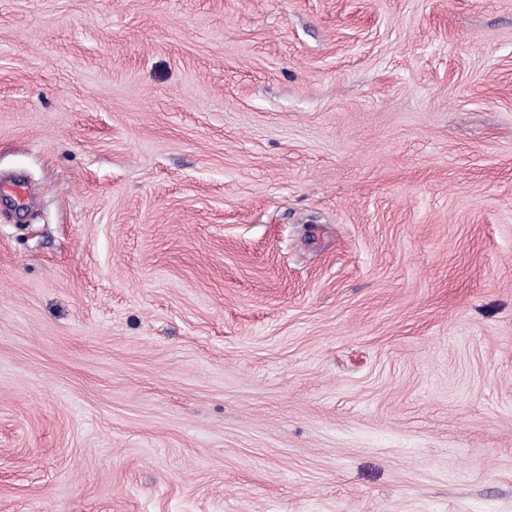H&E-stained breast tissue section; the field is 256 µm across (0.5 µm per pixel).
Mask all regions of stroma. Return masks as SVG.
Masks as SVG:
<instances>
[{"label":"stroma","instance_id":"35a3bbf8","mask_svg":"<svg viewBox=\"0 0 512 512\" xmlns=\"http://www.w3.org/2000/svg\"><path fill=\"white\" fill-rule=\"evenodd\" d=\"M0 512H512V0H0Z\"/></svg>","mask_w":512,"mask_h":512}]
</instances>
